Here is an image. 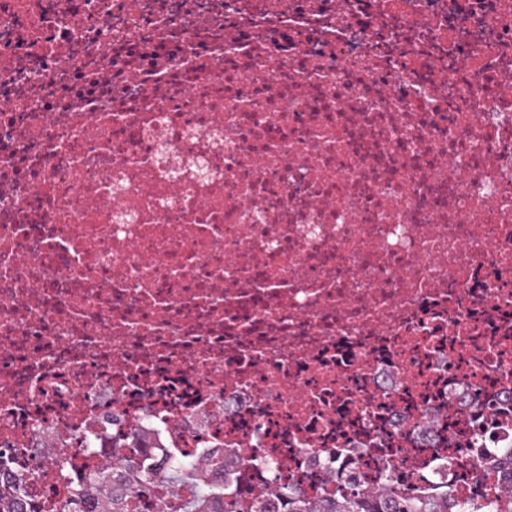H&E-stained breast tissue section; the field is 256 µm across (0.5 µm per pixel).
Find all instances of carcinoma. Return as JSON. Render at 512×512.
Returning a JSON list of instances; mask_svg holds the SVG:
<instances>
[{
    "mask_svg": "<svg viewBox=\"0 0 512 512\" xmlns=\"http://www.w3.org/2000/svg\"><path fill=\"white\" fill-rule=\"evenodd\" d=\"M499 473L495 494L480 501L461 502L448 492L436 496L411 495L387 485L368 490H352L334 499L311 500L300 489L275 490L281 512H512V451L493 462ZM223 470L220 457L204 463L171 459L157 468L145 469L130 457L113 451L112 459L73 485L65 512H134V494L156 483L176 492L183 485L195 488L192 498L182 504V512H273V503L263 497L247 504L229 500L224 486L212 475Z\"/></svg>",
    "mask_w": 512,
    "mask_h": 512,
    "instance_id": "1",
    "label": "carcinoma"
}]
</instances>
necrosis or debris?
<instances>
[{
  "mask_svg": "<svg viewBox=\"0 0 512 512\" xmlns=\"http://www.w3.org/2000/svg\"><path fill=\"white\" fill-rule=\"evenodd\" d=\"M134 428L239 499L486 495L512 0H0V492Z\"/></svg>",
  "mask_w": 512,
  "mask_h": 512,
  "instance_id": "obj_1",
  "label": "necrosis or debris"
}]
</instances>
